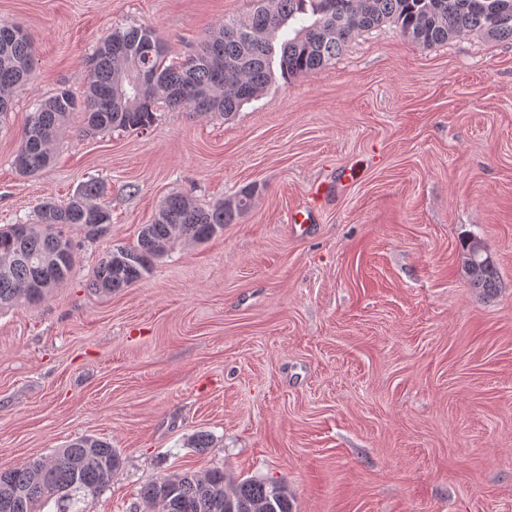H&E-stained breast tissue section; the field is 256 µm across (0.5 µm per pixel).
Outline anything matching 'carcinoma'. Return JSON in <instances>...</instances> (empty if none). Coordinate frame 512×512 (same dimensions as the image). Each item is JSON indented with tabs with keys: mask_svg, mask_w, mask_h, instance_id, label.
I'll list each match as a JSON object with an SVG mask.
<instances>
[{
	"mask_svg": "<svg viewBox=\"0 0 512 512\" xmlns=\"http://www.w3.org/2000/svg\"><path fill=\"white\" fill-rule=\"evenodd\" d=\"M387 22L423 46L468 33L512 40V0H274L270 13L255 4L249 13L224 21L196 54L178 62L168 61V46L153 27L116 28L98 45L82 98L61 88L37 105L13 165L24 176L46 168L75 112L100 132L144 130L161 103L228 117L265 91L274 60L284 79L308 73L334 60L356 34ZM289 25L293 37L278 41ZM33 65L28 34L0 22V125L8 120L14 93L30 81ZM256 193V187H245L209 208L186 195L169 196L154 221L141 227L135 245L106 253L92 287L102 293L131 287L176 241H207L242 218ZM101 194L91 181L64 204L40 203L35 223L0 228L1 309L36 304L70 276L74 247L65 229L78 228L90 239L110 231L111 213L99 202ZM464 276L473 288L497 291L493 263L478 261ZM120 464L111 443L90 436L72 440L51 458L0 470V512H43L51 501L72 505L101 492ZM140 499L143 512H293L284 484L237 480L222 468L153 479L142 486Z\"/></svg>",
	"mask_w": 512,
	"mask_h": 512,
	"instance_id": "1",
	"label": "carcinoma"
}]
</instances>
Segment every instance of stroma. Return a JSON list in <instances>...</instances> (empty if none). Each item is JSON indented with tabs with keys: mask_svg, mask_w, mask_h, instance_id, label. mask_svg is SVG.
Masks as SVG:
<instances>
[{
	"mask_svg": "<svg viewBox=\"0 0 512 512\" xmlns=\"http://www.w3.org/2000/svg\"><path fill=\"white\" fill-rule=\"evenodd\" d=\"M251 7L0 0L35 50L0 128V225L90 181L112 213L103 238L70 230L73 272L45 301L0 310V469L91 436L122 463L80 512H136L149 480L216 467L284 482L293 512H512V40L426 47L384 24L229 117L162 106L147 130L96 133L74 113L52 163L16 172L30 113L82 94L102 36L148 25L181 60ZM248 185L236 223L92 288L168 195L206 207ZM468 235L494 295L461 273ZM473 250V254L464 255L462 259L463 266H468L470 264L471 258H473L474 254L482 255L487 263L478 261L469 269L463 268L464 276L472 288L482 289L489 295L494 294V292L497 291V288H499L497 268L494 263H491L492 258L481 242L475 241Z\"/></svg>",
	"mask_w": 512,
	"mask_h": 512,
	"instance_id": "35a3bbf8",
	"label": "stroma"
}]
</instances>
